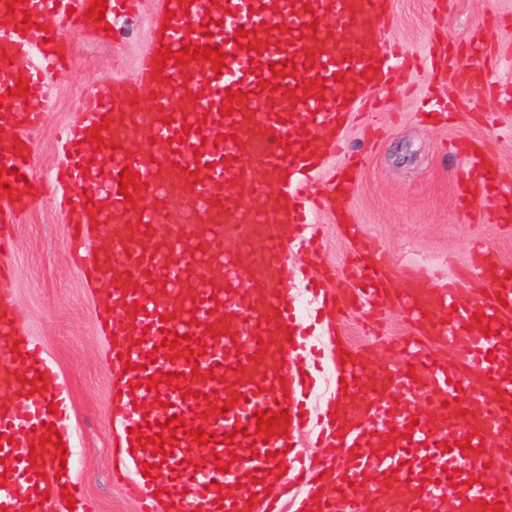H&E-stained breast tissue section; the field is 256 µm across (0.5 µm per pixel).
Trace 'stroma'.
Listing matches in <instances>:
<instances>
[{
	"instance_id": "stroma-1",
	"label": "stroma",
	"mask_w": 512,
	"mask_h": 512,
	"mask_svg": "<svg viewBox=\"0 0 512 512\" xmlns=\"http://www.w3.org/2000/svg\"><path fill=\"white\" fill-rule=\"evenodd\" d=\"M154 9L155 0H144L140 13L121 20L117 33L107 38H93L79 29L70 32L73 57L53 81L55 105L29 133L36 201L22 223L14 225V249L8 257L14 309L71 388L70 478L82 487L93 512H141V501L138 491L112 479L107 422L112 369L101 328L106 296L84 274L72 249L68 216L54 201L46 179L59 161L57 133L77 119L80 98L100 82L116 83L133 75L148 45ZM383 35L418 56L426 45L447 42L463 59L471 41H483L496 92L472 104L459 103L454 114L429 123L421 116L422 104L439 89L455 97L453 71H435L424 62L406 82H388L375 91L380 140L371 142L364 120L354 115L342 131L349 150L360 159L356 190L348 202L356 224L406 264L430 265L451 275L472 269L470 243L480 236L512 265V227L488 223L486 216L459 204L455 175L464 159L453 149L461 141L483 142L495 152L500 168L512 172V141L500 138L501 129L512 126V62L507 59L512 51V0H390ZM316 223L323 259L343 270L353 251L350 239L330 213L318 214ZM300 322L310 349L307 363L317 378L307 401L316 416L334 392L333 363L326 326L315 309H308ZM411 331L405 313L396 307L374 319L349 309L336 328L356 348L393 365L400 364L398 344Z\"/></svg>"
}]
</instances>
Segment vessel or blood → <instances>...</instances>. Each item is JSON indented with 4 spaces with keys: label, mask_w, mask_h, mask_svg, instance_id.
I'll return each mask as SVG.
<instances>
[{
    "label": "vessel or blood",
    "mask_w": 512,
    "mask_h": 512,
    "mask_svg": "<svg viewBox=\"0 0 512 512\" xmlns=\"http://www.w3.org/2000/svg\"><path fill=\"white\" fill-rule=\"evenodd\" d=\"M387 2L157 0L134 74L118 89L98 84L82 118L58 133L57 188L74 241L94 238L90 271L109 285L112 447L147 494L142 512H283L278 502L295 486L307 496L294 512H512V479L486 480L487 440L512 449V266L483 240L473 247L478 289L395 261L349 218L355 166L328 167L348 115L369 107L368 91L410 69L411 54L383 40ZM92 4L0 0V125L12 135L0 142L1 224L17 223L31 197L27 133L52 108L69 28L104 36L141 0H106L100 22L87 15ZM166 45L217 46L225 66L185 55L158 68ZM469 56L457 69L471 100L490 85L483 46ZM21 82L29 95H13ZM456 150L466 159L464 205L490 203L493 220L512 224V174L482 147ZM126 168L133 186L124 196ZM323 207L356 244L348 294L337 293L316 242L313 214ZM296 254L305 261L292 271ZM304 278L328 317L399 305L412 322L404 365L349 344L335 361L347 409L328 408L316 440L324 456L341 457L332 474L308 467L295 445L316 384L291 295ZM12 294L0 276V512H48L62 461L47 427L69 442V390L14 315ZM168 332L177 347L164 346ZM434 343L459 357L434 355ZM488 385L490 402L479 398ZM261 410L290 420L260 433ZM175 416L182 431L163 429ZM187 427L205 439L184 435ZM139 431L163 433L164 454L137 448ZM218 454L221 470L210 464Z\"/></svg>",
    "instance_id": "1"
}]
</instances>
